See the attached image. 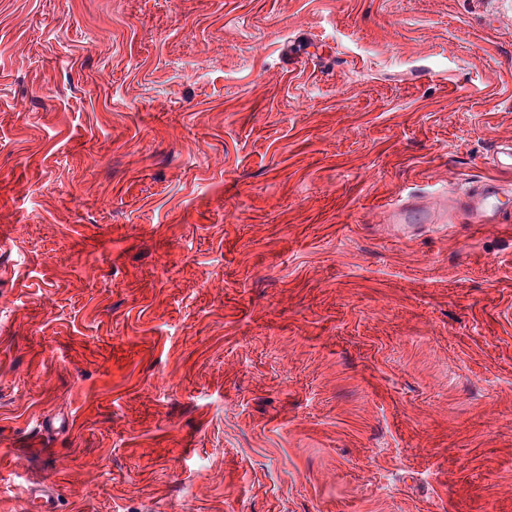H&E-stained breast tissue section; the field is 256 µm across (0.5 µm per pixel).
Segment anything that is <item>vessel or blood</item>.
<instances>
[{
	"instance_id": "1",
	"label": "vessel or blood",
	"mask_w": 512,
	"mask_h": 512,
	"mask_svg": "<svg viewBox=\"0 0 512 512\" xmlns=\"http://www.w3.org/2000/svg\"><path fill=\"white\" fill-rule=\"evenodd\" d=\"M494 176L485 178L464 195H449L438 208L427 207L411 200L400 199L389 207L390 219L405 224L412 213L425 214L428 220H448L452 224H469L473 228L494 225L507 230L512 228V215L499 210L494 201L501 192L500 173H512V145L500 147L491 157ZM24 494L31 512H61L60 494L56 484L45 479L29 480Z\"/></svg>"
}]
</instances>
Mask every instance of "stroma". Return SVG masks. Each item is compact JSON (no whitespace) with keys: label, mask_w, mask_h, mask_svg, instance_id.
<instances>
[{"label":"stroma","mask_w":512,"mask_h":512,"mask_svg":"<svg viewBox=\"0 0 512 512\" xmlns=\"http://www.w3.org/2000/svg\"><path fill=\"white\" fill-rule=\"evenodd\" d=\"M509 141L512 0H0V512H512ZM502 182L497 177H487L474 185L463 196L453 192L439 204L437 209H428L426 202L419 203L409 199H399L389 206L390 220L397 224L410 222L413 212L426 214L427 221L442 220L447 217L448 224H466L471 228H482L494 224L498 229L512 230V215L499 210L494 200L501 192ZM24 494L32 512H60V494L57 485L45 479L29 480Z\"/></svg>","instance_id":"obj_1"}]
</instances>
